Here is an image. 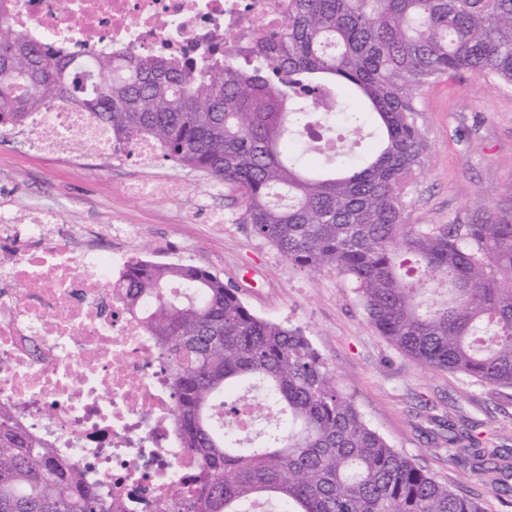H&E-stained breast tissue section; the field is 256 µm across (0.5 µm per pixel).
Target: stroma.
I'll return each instance as SVG.
<instances>
[{
  "label": "stroma",
  "instance_id": "35a3bbf8",
  "mask_svg": "<svg viewBox=\"0 0 512 512\" xmlns=\"http://www.w3.org/2000/svg\"><path fill=\"white\" fill-rule=\"evenodd\" d=\"M428 166L414 182L407 221L445 227L479 217L512 220V89L463 70L418 94ZM178 180V194L145 200L125 193L146 178ZM0 211L26 224L41 211L89 230L130 224L131 251L207 269L238 287L258 317L302 328L365 421L421 469L488 512H512L479 464L448 445V427L481 423L512 449V400L502 389L424 367L369 323L358 294L335 271L288 262L239 220L231 195L202 173L153 159L105 162L87 146L72 155L41 150L28 129L0 130ZM223 223H215V215Z\"/></svg>",
  "mask_w": 512,
  "mask_h": 512
}]
</instances>
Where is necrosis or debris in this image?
<instances>
[{
    "label": "necrosis or debris",
    "mask_w": 512,
    "mask_h": 512,
    "mask_svg": "<svg viewBox=\"0 0 512 512\" xmlns=\"http://www.w3.org/2000/svg\"><path fill=\"white\" fill-rule=\"evenodd\" d=\"M288 0H0L16 27L46 44L99 54L193 57L232 42L249 54L255 36L278 28ZM33 133L47 152L90 144L110 156L107 136L85 113L43 112ZM137 231L105 224L94 245L74 249L70 224L44 216L18 225L0 214V407L110 489L123 512H187L194 457L174 424L159 349L127 311L116 284Z\"/></svg>",
    "instance_id": "4bbe7bcc"
}]
</instances>
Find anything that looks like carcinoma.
Segmentation results:
<instances>
[{"label":"carcinoma","mask_w":512,"mask_h":512,"mask_svg":"<svg viewBox=\"0 0 512 512\" xmlns=\"http://www.w3.org/2000/svg\"><path fill=\"white\" fill-rule=\"evenodd\" d=\"M260 64L230 57L100 55L86 88L75 54L0 18V128L77 105L119 145L150 141L240 204L241 221L291 264L355 285L369 322L419 363L512 389V222L408 224L410 187L426 164L416 91L461 70L512 88V0H288L257 44ZM370 128L353 148L304 133L323 120ZM333 165L309 169L304 155ZM122 301L141 312L166 368L182 447L201 473L188 512H486L418 468L364 420L298 327L258 317L238 288L189 264L138 259ZM239 392L268 409L248 443L220 428L217 402ZM473 424L448 443L512 493V456ZM0 512H119L112 492L59 461L0 410Z\"/></svg>","instance_id":"1"}]
</instances>
